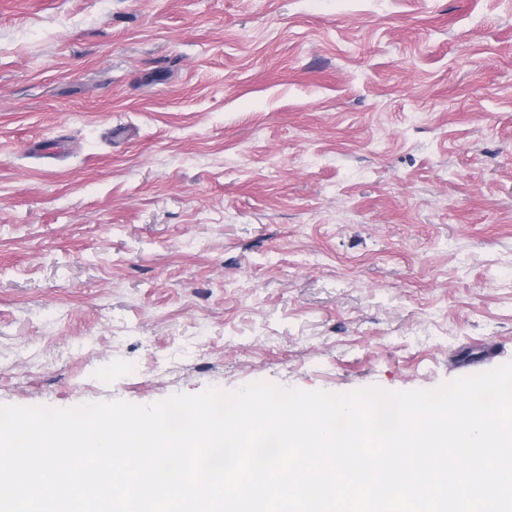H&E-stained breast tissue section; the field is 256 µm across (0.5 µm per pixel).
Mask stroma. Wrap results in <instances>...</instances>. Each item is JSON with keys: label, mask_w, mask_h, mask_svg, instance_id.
<instances>
[{"label": "stroma", "mask_w": 512, "mask_h": 512, "mask_svg": "<svg viewBox=\"0 0 512 512\" xmlns=\"http://www.w3.org/2000/svg\"><path fill=\"white\" fill-rule=\"evenodd\" d=\"M512 362V0H0V404Z\"/></svg>", "instance_id": "obj_1"}]
</instances>
